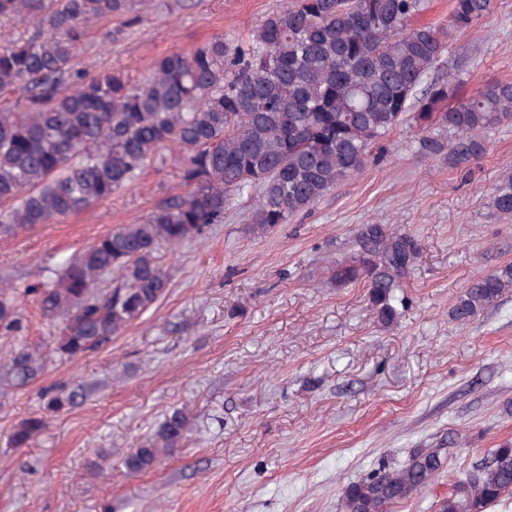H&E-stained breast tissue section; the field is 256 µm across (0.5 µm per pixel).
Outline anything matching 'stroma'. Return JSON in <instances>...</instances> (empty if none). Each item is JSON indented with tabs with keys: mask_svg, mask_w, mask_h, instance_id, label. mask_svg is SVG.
Returning <instances> with one entry per match:
<instances>
[{
	"mask_svg": "<svg viewBox=\"0 0 512 512\" xmlns=\"http://www.w3.org/2000/svg\"><path fill=\"white\" fill-rule=\"evenodd\" d=\"M286 0H133L139 23L97 24L75 61L95 75H145L152 61L215 37L237 42ZM464 91L512 81V0L457 34L437 68ZM394 130L363 171L292 223L254 233L252 202L223 223L162 249L167 295L111 343L78 360L51 358L19 386L0 372V512H343L340 486L455 433L448 471L463 476L512 443V291L466 325L451 316L476 277L512 263V216L491 199L512 177V124L492 130L468 173ZM181 153L163 151L132 185L52 224L0 237V276L16 288L17 329L0 355L50 349L57 327L34 289L64 259L184 193ZM366 224L415 239L406 304L381 322L364 281L342 285L339 263ZM50 388L73 404L44 409ZM191 414L178 448L152 469L125 459L165 416ZM47 426L13 447L29 417Z\"/></svg>",
	"mask_w": 512,
	"mask_h": 512,
	"instance_id": "35a3bbf8",
	"label": "stroma"
}]
</instances>
